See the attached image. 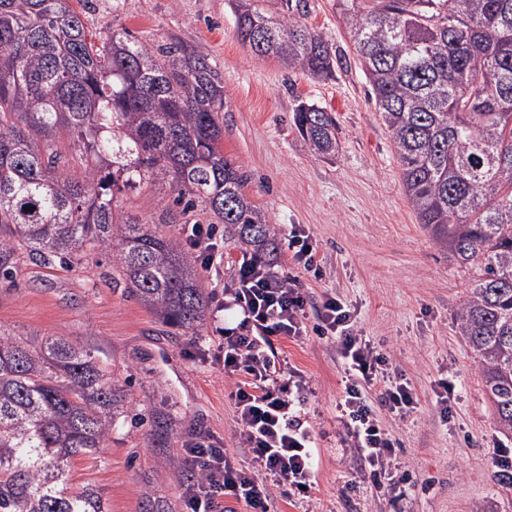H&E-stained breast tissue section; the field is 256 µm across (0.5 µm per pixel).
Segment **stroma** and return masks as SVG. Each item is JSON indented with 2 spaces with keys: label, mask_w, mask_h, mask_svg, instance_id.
<instances>
[{
  "label": "stroma",
  "mask_w": 512,
  "mask_h": 512,
  "mask_svg": "<svg viewBox=\"0 0 512 512\" xmlns=\"http://www.w3.org/2000/svg\"><path fill=\"white\" fill-rule=\"evenodd\" d=\"M298 20L336 43L341 64L332 80H314L260 58L236 37L228 0H78L87 29L127 31L150 48L176 39L212 60L227 86L224 154L250 179L246 192L273 224L279 242L274 270L288 275V233L297 226L318 245L321 278L302 275L306 325L326 296L355 311L361 336L394 351L420 405L405 422L382 416L415 484L404 500L355 471L342 445L336 395L343 371L332 338L308 333L276 347L307 381L308 417L318 446L309 497L272 491L275 512H512V489L496 482L498 448L512 436L496 423L477 355L456 327L474 277L419 224L403 191L393 141L367 94V80L336 0H304ZM336 116L339 150L312 154L293 124L298 101ZM168 186L141 184L117 194L120 210L154 222L171 203ZM224 259L200 273L209 296L197 331L162 325L112 279V254L93 252L79 264L44 266L20 255L12 280L0 283V332L36 346L62 336L90 352L120 389L117 415L97 458L75 459L74 485L103 493L109 512H186L190 467L175 468L185 448L219 441L234 425L232 385L214 353L223 313L217 305L242 250L223 236ZM457 386L453 415L432 404L435 381Z\"/></svg>",
  "instance_id": "1"
}]
</instances>
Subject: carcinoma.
Wrapping results in <instances>:
<instances>
[{
	"mask_svg": "<svg viewBox=\"0 0 512 512\" xmlns=\"http://www.w3.org/2000/svg\"><path fill=\"white\" fill-rule=\"evenodd\" d=\"M238 40L313 79H333L336 46L259 0H231ZM343 21L396 148L404 192L455 260L474 268L458 328L477 353L502 432L512 434V0H343ZM226 86L209 59L173 39L87 31L72 0H0V280L17 249L43 265L119 253L126 288L166 326L207 309L195 260L113 205L114 190L169 185L199 202L245 251L278 248L224 156ZM293 124L318 156L338 151L336 116L300 101ZM80 153L70 166L62 141ZM112 157L114 168L103 162ZM120 390L59 336L30 349L0 333V512H108L73 488L72 459L104 448Z\"/></svg>",
	"mask_w": 512,
	"mask_h": 512,
	"instance_id": "obj_1",
	"label": "carcinoma"
}]
</instances>
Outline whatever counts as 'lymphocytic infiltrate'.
I'll list each match as a JSON object with an SVG mask.
<instances>
[{"mask_svg":"<svg viewBox=\"0 0 512 512\" xmlns=\"http://www.w3.org/2000/svg\"><path fill=\"white\" fill-rule=\"evenodd\" d=\"M183 245L207 270L221 256L209 224L187 225ZM288 252L296 276H279L271 262L244 256L237 262L234 280L224 287L218 308L232 312L236 324L224 328L215 359L234 386L231 438L237 447L248 449L251 463L237 465L219 442L187 448V461L200 472L185 490L188 512H223L228 497L244 512H271V487L296 491L313 484L315 438L306 425L304 382L279 359L274 343L306 334V299L298 274L317 276L321 268L314 244L301 230L291 229ZM316 331L334 338L340 355L344 376L336 411L349 448L376 488L406 493L408 473L397 460V441L382 427L377 412L382 409L401 420L410 417L418 405L415 390L390 354L357 334L354 316L342 300L326 298Z\"/></svg>","mask_w":512,"mask_h":512,"instance_id":"lymphocytic-infiltrate-1","label":"lymphocytic infiltrate"}]
</instances>
